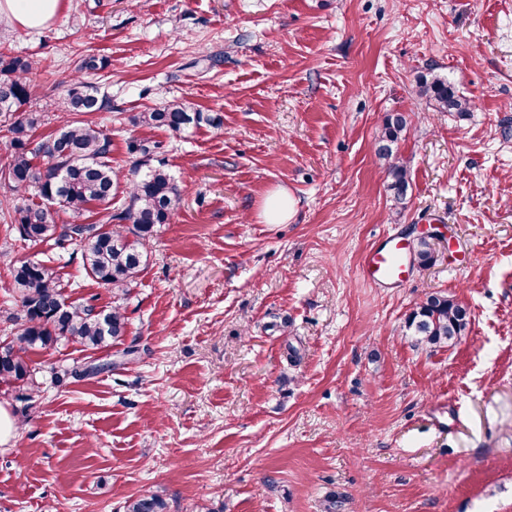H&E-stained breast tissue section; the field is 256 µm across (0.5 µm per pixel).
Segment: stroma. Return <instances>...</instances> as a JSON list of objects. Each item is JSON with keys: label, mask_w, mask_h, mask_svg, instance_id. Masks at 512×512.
Wrapping results in <instances>:
<instances>
[{"label": "stroma", "mask_w": 512, "mask_h": 512, "mask_svg": "<svg viewBox=\"0 0 512 512\" xmlns=\"http://www.w3.org/2000/svg\"><path fill=\"white\" fill-rule=\"evenodd\" d=\"M0 52L44 68L37 140L82 59H109L93 80L111 107L88 119L113 168L131 138L158 142L182 193L123 340L33 349V399L0 386V512H122L145 492L170 512H512V0H65L39 30L1 17ZM428 73L470 111L421 97ZM180 100L221 128L131 123ZM396 112L401 204L376 153ZM282 189L295 213L266 223ZM393 233L430 236L435 260L381 288L361 260ZM21 256L111 309L78 246L24 250L1 223L0 307ZM433 292L471 312L447 348L405 327Z\"/></svg>", "instance_id": "obj_1"}]
</instances>
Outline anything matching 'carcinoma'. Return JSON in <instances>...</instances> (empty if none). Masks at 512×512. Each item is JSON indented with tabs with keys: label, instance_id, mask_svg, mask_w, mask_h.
<instances>
[{
	"label": "carcinoma",
	"instance_id": "1",
	"mask_svg": "<svg viewBox=\"0 0 512 512\" xmlns=\"http://www.w3.org/2000/svg\"><path fill=\"white\" fill-rule=\"evenodd\" d=\"M103 58L88 56L63 101L64 107L78 114L99 112L108 105L98 87L85 79L108 67ZM0 114L12 115L7 124L13 152L0 161V186L12 193L33 189L49 203L67 209L73 221L56 224L51 211L42 205H27L14 210L19 241L25 245H62L71 242L80 247L84 271L123 299L148 258L147 246L157 229L170 223L181 203V191L165 165H150L154 150L145 142L134 141L131 151L139 155L132 168L128 200L115 201L114 185L120 174L112 168V139L98 126L84 120H66L53 135L32 143L40 122L36 112H22L31 97L34 78L40 74L30 60L0 52ZM420 93L448 112H467L471 102L459 94L448 79L423 76ZM136 126L164 128L180 132L190 127H221L220 118L196 109L192 104L173 102L132 118ZM406 128V118L397 113L388 116L379 136L381 155L393 157ZM43 158L38 164L35 159ZM390 188L397 200L406 195L409 180L404 165H389ZM96 208L99 222L81 221L85 212ZM419 263L434 262L431 243L421 238L416 244ZM12 288L17 308H0V322L17 326L6 342L7 355L0 357V385L38 387L27 353L34 347H51L61 340L99 348L119 341L125 335L127 319L121 305L99 310L88 302L71 301L65 296L54 267L45 261L26 257L16 259L11 269ZM470 318L468 307L446 295H428L408 317V328L417 341L430 347L450 346L465 331ZM124 512H168V503L156 493L142 494L125 501Z\"/></svg>",
	"mask_w": 512,
	"mask_h": 512
}]
</instances>
